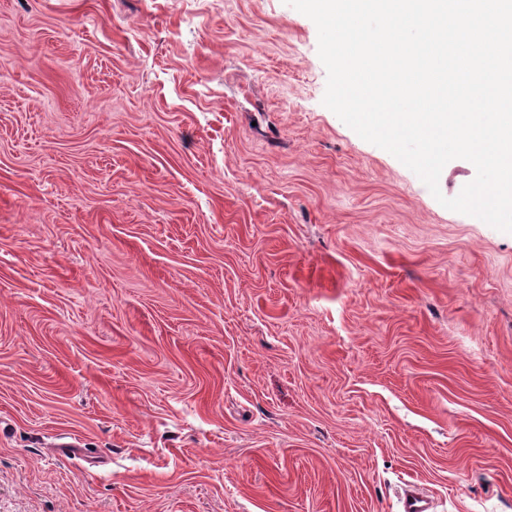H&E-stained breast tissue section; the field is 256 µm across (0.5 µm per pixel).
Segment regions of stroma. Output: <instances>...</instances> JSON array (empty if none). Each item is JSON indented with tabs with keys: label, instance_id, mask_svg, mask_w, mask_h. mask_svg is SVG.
<instances>
[{
	"label": "stroma",
	"instance_id": "35a3bbf8",
	"mask_svg": "<svg viewBox=\"0 0 512 512\" xmlns=\"http://www.w3.org/2000/svg\"><path fill=\"white\" fill-rule=\"evenodd\" d=\"M326 82L285 0H0V512H512V233Z\"/></svg>",
	"mask_w": 512,
	"mask_h": 512
}]
</instances>
